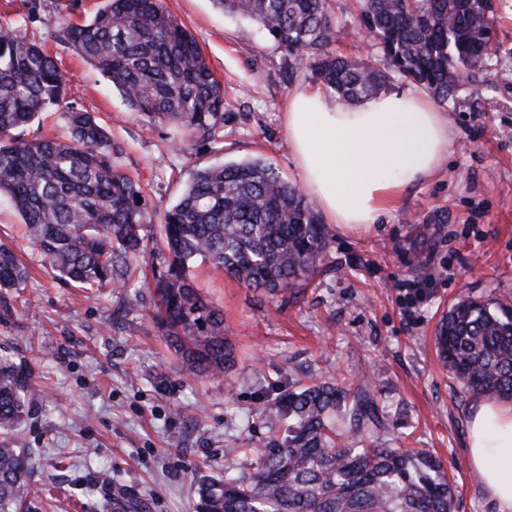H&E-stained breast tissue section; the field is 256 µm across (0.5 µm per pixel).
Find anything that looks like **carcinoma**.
I'll return each mask as SVG.
<instances>
[{"label": "carcinoma", "mask_w": 512, "mask_h": 512, "mask_svg": "<svg viewBox=\"0 0 512 512\" xmlns=\"http://www.w3.org/2000/svg\"><path fill=\"white\" fill-rule=\"evenodd\" d=\"M263 29L344 105L377 97L398 73L441 104L469 72L499 63L490 0H364L342 24L326 0H212ZM360 27L388 67L329 50ZM0 195L11 199L33 244L59 279L75 288L126 286L130 263L153 255L144 232L141 185L112 165L120 148L90 112L67 113L66 140L14 134L66 96V77L42 46L0 27ZM61 38L119 89L130 109L153 122L216 139L224 87L193 34L163 0H106ZM166 270L154 275L155 319L188 370L224 374L235 362L224 314L204 305L191 269L201 259L248 288L297 292L323 265L328 231L300 187L262 158L196 172L161 225ZM27 278L13 248L0 243V288ZM440 359L461 388L512 399V310L463 299L436 336ZM368 381L290 386L275 403L287 433L253 457V472L198 473L197 512H452L454 492L440 460L422 448H394ZM31 376L0 357V433L29 414ZM371 445L365 446L366 439ZM29 454L0 442V512H24Z\"/></svg>", "instance_id": "obj_1"}]
</instances>
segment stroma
I'll use <instances>...</instances> for the list:
<instances>
[{
    "label": "stroma",
    "instance_id": "35a3bbf8",
    "mask_svg": "<svg viewBox=\"0 0 512 512\" xmlns=\"http://www.w3.org/2000/svg\"><path fill=\"white\" fill-rule=\"evenodd\" d=\"M103 0H0V26L42 47L67 79L66 106L42 113L26 137L69 136L67 108L93 113L121 151L115 167L145 190V231L193 175L262 158L292 182L285 104L318 86L262 29L212 0H164L196 38L224 86V138L182 137L131 112L112 82L59 36ZM498 66L477 71L448 113L451 145L436 172L363 233L329 228L322 270L300 294L246 288L205 262L192 278L201 300L224 312L236 352L223 376L191 373L170 350L147 285L159 256L134 259L124 290L85 291L57 277L25 236L19 212L0 197V242L28 270L0 291V354L29 371L39 391L15 439L32 461L27 512H195L198 468L224 474V450L256 448L285 421L265 409L294 382L367 375L400 448H427L454 483V512H495L467 465L463 392L434 346L437 324L458 299L512 308V0H493Z\"/></svg>",
    "mask_w": 512,
    "mask_h": 512
}]
</instances>
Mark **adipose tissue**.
I'll use <instances>...</instances> for the list:
<instances>
[{
	"label": "adipose tissue",
	"mask_w": 512,
	"mask_h": 512,
	"mask_svg": "<svg viewBox=\"0 0 512 512\" xmlns=\"http://www.w3.org/2000/svg\"><path fill=\"white\" fill-rule=\"evenodd\" d=\"M288 145L329 223L368 230L448 154L449 126L426 96L394 91L347 107L318 90L288 97ZM467 461L497 512H512V402L477 396Z\"/></svg>",
	"instance_id": "1"
}]
</instances>
